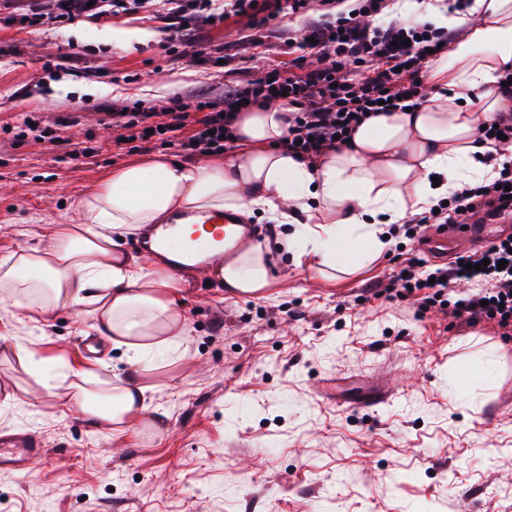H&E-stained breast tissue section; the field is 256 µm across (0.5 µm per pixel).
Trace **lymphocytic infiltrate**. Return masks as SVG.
Instances as JSON below:
<instances>
[{"mask_svg": "<svg viewBox=\"0 0 512 512\" xmlns=\"http://www.w3.org/2000/svg\"><path fill=\"white\" fill-rule=\"evenodd\" d=\"M172 38L186 42L197 23L231 17L256 20L260 11L298 14L309 0H163ZM318 17L301 32L299 48L314 51L323 63L305 68L303 57L271 64L266 75L229 76L218 99L206 95L192 101L174 98L172 106L141 112L136 106L114 110L112 118L127 131V141L150 142L179 149L186 155H218L233 149L235 122L241 102L259 106L284 102L290 108L288 133L281 141L289 155L310 160L329 149L341 148L357 127L399 101L421 105L427 100L422 72L431 50L447 43L448 34L431 23L410 20L371 25L388 0H321ZM512 166L499 169L493 179L462 184L436 208L410 216L404 226L413 239L431 224H462L472 212L485 219L512 216ZM469 288L459 293L457 282ZM404 293L419 298L420 308L439 306L456 321L475 324L495 321L512 327V236L460 255L450 265L426 269L410 255L401 269L366 288L368 298H392Z\"/></svg>", "mask_w": 512, "mask_h": 512, "instance_id": "1", "label": "lymphocytic infiltrate"}]
</instances>
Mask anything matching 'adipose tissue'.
Segmentation results:
<instances>
[{
  "label": "adipose tissue",
  "mask_w": 512,
  "mask_h": 512,
  "mask_svg": "<svg viewBox=\"0 0 512 512\" xmlns=\"http://www.w3.org/2000/svg\"><path fill=\"white\" fill-rule=\"evenodd\" d=\"M394 11L434 22L452 34L430 59L425 104L384 112L364 122L349 146L306 162L279 146L288 106L270 104L242 113L234 149L205 162L160 156L126 164L106 176L77 208L79 224H53L48 245L0 260V300L40 316L81 307L99 335L123 350L127 378L91 392L78 384L58 397L80 408L96 429L127 431L147 411L152 372L147 356L177 349L185 334L183 292L189 280L166 268L142 265L114 235L152 231L177 213L181 243L207 236L193 220L234 212L288 225L281 246L295 265L321 273L354 272L389 245L387 227L448 196L460 183L484 178L487 144L478 127L512 100L495 91L496 73L512 65V0H473L452 12L442 0H395ZM273 257L259 242L205 268L225 292L259 296L270 285ZM143 438L152 426L140 425Z\"/></svg>",
  "instance_id": "obj_1"
}]
</instances>
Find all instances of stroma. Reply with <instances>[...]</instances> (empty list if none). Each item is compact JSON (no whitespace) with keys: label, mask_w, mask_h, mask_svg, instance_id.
Here are the masks:
<instances>
[{"label":"stroma","mask_w":512,"mask_h":512,"mask_svg":"<svg viewBox=\"0 0 512 512\" xmlns=\"http://www.w3.org/2000/svg\"><path fill=\"white\" fill-rule=\"evenodd\" d=\"M158 0L92 20L48 16L24 27L0 10V259L39 247L47 225L73 223L75 202L112 170L175 148L122 142L113 104L142 111L170 98L219 96L225 45L260 77L288 45L255 48L246 19L173 40ZM145 31L112 43L105 27ZM56 128L61 144L36 139ZM90 155H81V148ZM443 258L423 239L392 241L364 268L320 278L282 260L264 297L240 298L196 278L176 352H151L157 389L144 417L159 434L90 427L58 400L64 375L89 370L90 390L126 375L111 343L90 348L80 309L35 321L0 302V432H28L44 450L28 474L0 470V512H512V335L466 325L413 298L360 301L408 253ZM36 350L21 365L7 346ZM490 376L455 386L475 358ZM382 403L350 408L365 392Z\"/></svg>","instance_id":"stroma-1"}]
</instances>
